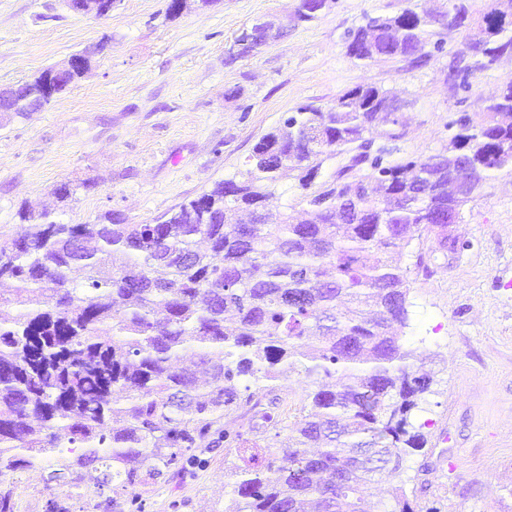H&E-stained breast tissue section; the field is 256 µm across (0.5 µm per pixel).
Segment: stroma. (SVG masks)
I'll return each instance as SVG.
<instances>
[{
	"label": "stroma",
	"instance_id": "35a3bbf8",
	"mask_svg": "<svg viewBox=\"0 0 512 512\" xmlns=\"http://www.w3.org/2000/svg\"><path fill=\"white\" fill-rule=\"evenodd\" d=\"M169 0H116L102 17L66 0H0V90L86 52L91 65L64 92L22 116L0 112V245L27 227L22 209L88 224L104 215L156 222L214 182L244 170L254 146L304 105L328 106L345 90L375 84L410 100L394 159L447 144L448 123L476 112L512 78L505 59L451 89L448 53L463 31L422 66L368 67L345 53L366 17L396 0H330L312 21L294 23L299 0H190L169 16ZM284 30L253 55L234 57L244 29ZM70 184L68 198L56 194ZM451 235L470 241L447 267H416L406 341L431 384L412 422L424 438L399 478L424 512H512V175L495 174L468 204ZM242 453L222 448L184 483L156 486L151 512H221L233 497ZM429 472H422V465Z\"/></svg>",
	"mask_w": 512,
	"mask_h": 512
}]
</instances>
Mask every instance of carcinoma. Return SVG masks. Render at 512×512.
Here are the masks:
<instances>
[{"mask_svg": "<svg viewBox=\"0 0 512 512\" xmlns=\"http://www.w3.org/2000/svg\"><path fill=\"white\" fill-rule=\"evenodd\" d=\"M366 17L346 43L360 65L421 66L426 41L465 31L472 50L452 89L512 53V0H467L444 11L402 0ZM389 89L357 85L331 105H306L253 149L238 176L215 182L154 224H64L41 216L0 250V472L64 483L43 512H71L83 470L96 466L92 512H146L154 487L209 464L219 448L249 450L243 426L278 430L285 372L307 379L288 447L253 453L220 512H369L363 490L387 483L383 512H418L394 484L430 378L403 340L408 271L393 254L434 236L431 257L470 243L448 235L496 172L512 173V78L481 101L441 150L399 161L373 130L402 137ZM474 154L478 189L452 185ZM347 162L327 180L323 165ZM295 173L310 218L270 220L267 203ZM83 270L79 283L70 280ZM192 351L210 376L179 365ZM263 384L268 402L254 400ZM0 512H18L0 479Z\"/></svg>", "mask_w": 512, "mask_h": 512, "instance_id": "1", "label": "carcinoma"}]
</instances>
